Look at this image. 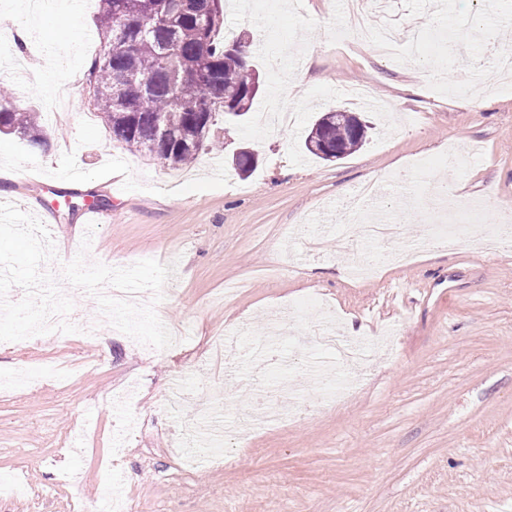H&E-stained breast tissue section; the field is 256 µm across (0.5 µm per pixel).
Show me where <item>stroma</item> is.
<instances>
[{"label": "stroma", "instance_id": "obj_1", "mask_svg": "<svg viewBox=\"0 0 512 512\" xmlns=\"http://www.w3.org/2000/svg\"><path fill=\"white\" fill-rule=\"evenodd\" d=\"M488 0H388L376 24L421 30L417 52L395 60L360 50L342 32L338 0H231L224 35L248 38L260 91L243 122L221 125V146L172 169L113 141L89 103L86 75L98 56V0H82L83 38L50 83L0 71V83L38 112L50 141L31 149L0 134V203L34 215L57 251L74 258L82 209L107 199L88 261L125 268L144 259L181 267L155 311L182 329V346L152 351L116 331L95 340L0 342V372L27 369L23 392L0 390V481L24 492L0 495V512H111L100 491L114 462L118 493L133 512H512V240L484 238L512 224V80L484 103L450 90L468 64L489 66L485 45L469 41L458 60L434 39L449 17L477 14L512 23ZM313 50L310 80L291 90L294 60ZM426 63L419 74L416 61ZM369 86L386 108L360 113L366 144L325 161L301 145L319 113L350 108L337 88ZM289 101L286 129L257 127L259 113ZM253 150L258 165L239 175L230 158ZM446 176L467 230L443 246L430 238V182ZM377 178L376 209L403 217L401 247L413 258L383 262L356 278L352 259L306 240L336 232L356 188ZM362 337L387 336L341 401L322 404L294 350L249 358L271 314L304 324L316 309ZM242 329L244 377L228 387L211 358L216 340ZM293 381L309 412L255 426L245 442L226 437L229 465L193 452L182 470L183 422L208 410L230 424L256 387ZM186 381L179 399L175 382Z\"/></svg>", "mask_w": 512, "mask_h": 512}]
</instances>
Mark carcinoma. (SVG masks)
Returning <instances> with one entry per match:
<instances>
[{"label": "carcinoma", "mask_w": 512, "mask_h": 512, "mask_svg": "<svg viewBox=\"0 0 512 512\" xmlns=\"http://www.w3.org/2000/svg\"><path fill=\"white\" fill-rule=\"evenodd\" d=\"M97 31L102 49L89 69L90 101L106 119L112 139L129 150L180 168L219 148L218 124L249 112L257 90L254 71L240 54L241 38L218 39L222 0H100ZM0 133L33 149L48 139L36 111L0 85ZM366 126L317 119L305 139L308 152L324 144L344 157L361 148Z\"/></svg>", "instance_id": "cac0c4a2"}]
</instances>
